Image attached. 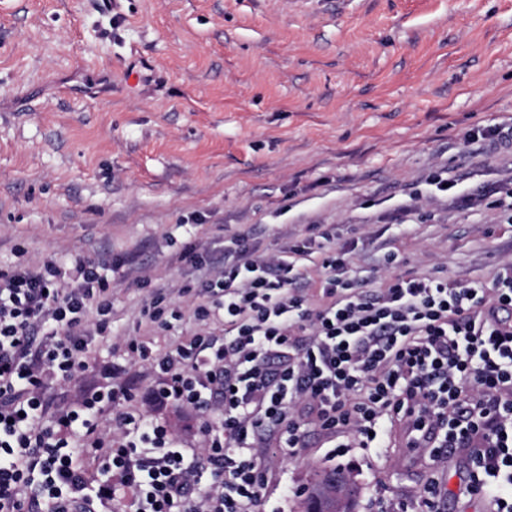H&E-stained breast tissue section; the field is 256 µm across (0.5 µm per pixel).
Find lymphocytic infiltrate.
<instances>
[{
    "label": "lymphocytic infiltrate",
    "instance_id": "lymphocytic-infiltrate-1",
    "mask_svg": "<svg viewBox=\"0 0 512 512\" xmlns=\"http://www.w3.org/2000/svg\"><path fill=\"white\" fill-rule=\"evenodd\" d=\"M181 259L201 272L179 290L198 332L160 355L137 336L123 346L156 376L154 402L199 412L200 448L134 407L117 371L50 406L49 382L84 373L111 327V259L0 270V512H257L266 460L298 457L310 428L366 450L397 426L429 465L464 452L465 491L512 512V259L485 284L392 274L377 288L328 238L266 253L249 232L221 258L192 244ZM448 495L434 476L379 512H446Z\"/></svg>",
    "mask_w": 512,
    "mask_h": 512
}]
</instances>
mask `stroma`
<instances>
[{
  "mask_svg": "<svg viewBox=\"0 0 512 512\" xmlns=\"http://www.w3.org/2000/svg\"><path fill=\"white\" fill-rule=\"evenodd\" d=\"M510 121L512 0H0V269L119 265L93 366L50 397L109 384L128 334L157 354L193 334L188 316L140 326L145 300L162 286L190 307L186 244L220 252L252 224L272 252L332 226L360 281L384 278L376 235L397 248L393 273L487 280L512 258V208L472 199L512 175V150L470 139ZM442 169L446 194L429 180ZM124 366L136 405L200 447L198 414L153 404L148 365ZM402 441L331 461L311 436L268 462L262 512H304L316 473L338 467L354 512H377L431 475ZM466 467L441 465L448 512H485L461 492Z\"/></svg>",
  "mask_w": 512,
  "mask_h": 512,
  "instance_id": "stroma-1",
  "label": "stroma"
}]
</instances>
